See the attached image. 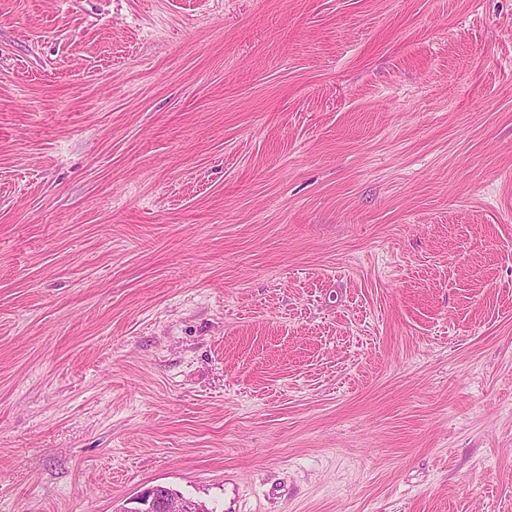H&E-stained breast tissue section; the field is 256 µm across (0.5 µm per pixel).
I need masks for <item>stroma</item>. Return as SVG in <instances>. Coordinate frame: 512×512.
Masks as SVG:
<instances>
[{
  "mask_svg": "<svg viewBox=\"0 0 512 512\" xmlns=\"http://www.w3.org/2000/svg\"><path fill=\"white\" fill-rule=\"evenodd\" d=\"M512 512V0H0V512ZM127 503L130 506L119 512H147L156 507L163 508L164 512H209L203 502L186 498L175 489L159 485L144 490Z\"/></svg>",
  "mask_w": 512,
  "mask_h": 512,
  "instance_id": "1",
  "label": "stroma"
}]
</instances>
